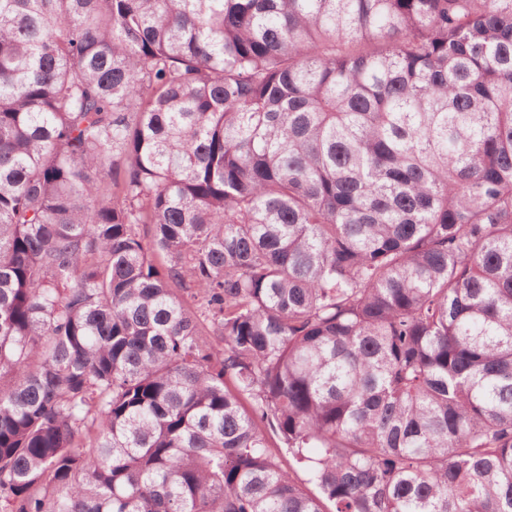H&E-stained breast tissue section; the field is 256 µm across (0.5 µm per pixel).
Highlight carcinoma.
Returning a JSON list of instances; mask_svg holds the SVG:
<instances>
[{"label": "carcinoma", "mask_w": 512, "mask_h": 512, "mask_svg": "<svg viewBox=\"0 0 512 512\" xmlns=\"http://www.w3.org/2000/svg\"><path fill=\"white\" fill-rule=\"evenodd\" d=\"M0 512H512V0H0Z\"/></svg>", "instance_id": "cac0c4a2"}]
</instances>
